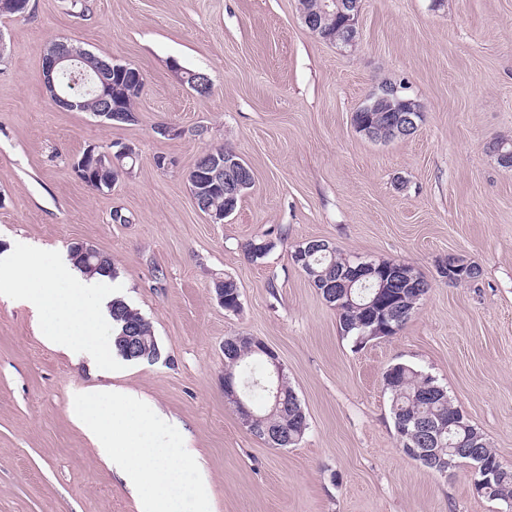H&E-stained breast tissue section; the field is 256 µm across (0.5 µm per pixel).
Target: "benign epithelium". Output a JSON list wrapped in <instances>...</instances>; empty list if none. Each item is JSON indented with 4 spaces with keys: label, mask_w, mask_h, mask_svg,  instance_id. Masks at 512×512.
Returning a JSON list of instances; mask_svg holds the SVG:
<instances>
[{
    "label": "benign epithelium",
    "mask_w": 512,
    "mask_h": 512,
    "mask_svg": "<svg viewBox=\"0 0 512 512\" xmlns=\"http://www.w3.org/2000/svg\"><path fill=\"white\" fill-rule=\"evenodd\" d=\"M30 0H0V11L18 16L28 14ZM299 14L306 25L314 33L325 36L331 28L341 26L340 40L333 46L340 51L354 49L359 40V15L361 0H317L315 3L298 4ZM90 52L74 45L68 40H59L52 44L43 58L42 76L48 101L60 108L71 111H83L85 102L78 95L65 93L59 85V76L68 69H74L86 62ZM93 90L100 100L99 111L95 116L100 122L110 127L128 122L133 114L125 111L119 101L122 95L139 94L144 90V81L137 68L130 64L106 62L99 60L93 68ZM359 111L367 113L365 120L354 124L355 130L369 138L384 132L388 137H408L413 135L420 124L421 110L416 101L402 97V91L395 85L379 86L359 107ZM136 159L135 147L129 143L116 141L112 148L100 151L89 147L73 162L76 176L91 190L102 192L113 185L118 178L131 173L127 168L128 161ZM191 196L196 206L203 209L214 224L224 223V219L236 210V202L242 198L253 185V176L245 166L241 157L231 151H209L206 160L194 165L186 172ZM214 192L224 194V208L213 210L207 205L208 196ZM327 241L312 243L299 249L292 260L298 269H309L308 258L319 250H327ZM378 267L372 261L357 257L347 264L345 285L350 288L354 284L377 275ZM239 342L253 345V349L264 354L269 374L277 380L284 379L283 366L278 355L262 340L254 336H240ZM224 396L237 405V412L242 424L250 431L261 420L258 412L250 408L241 399L238 385L233 379L224 380ZM469 447L457 448L454 454L466 458L472 469L475 482L488 483L495 477V471L487 466L484 455L474 439H468Z\"/></svg>",
    "instance_id": "1"
}]
</instances>
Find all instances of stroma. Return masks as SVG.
I'll use <instances>...</instances> for the list:
<instances>
[{
	"mask_svg": "<svg viewBox=\"0 0 512 512\" xmlns=\"http://www.w3.org/2000/svg\"><path fill=\"white\" fill-rule=\"evenodd\" d=\"M88 3L32 0L28 15L0 16V243L109 255L117 296L151 322L161 358L116 355L101 370L0 299V512H138L71 418L75 394L112 385L177 426L211 512H500L469 466L440 473L403 453L383 374L405 363L432 376L512 466V171L488 150L512 137V0H362L351 53L309 31L297 0ZM62 38L142 72L136 122L109 128L49 104L42 57ZM184 69L209 76V96ZM384 83L420 103L413 136L355 131L353 113ZM115 141L135 145L136 165L92 191L72 162ZM219 147L254 184L214 224L184 173ZM160 155L175 166L158 169ZM269 232L276 247L248 259L244 243ZM311 239L408 264L431 288L397 334L356 346L291 261ZM451 255L480 267L476 284L440 278ZM227 276L236 313L214 294ZM240 334L277 353L307 417L296 445L269 447L225 400L224 339Z\"/></svg>",
	"mask_w": 512,
	"mask_h": 512,
	"instance_id": "stroma-1",
	"label": "stroma"
}]
</instances>
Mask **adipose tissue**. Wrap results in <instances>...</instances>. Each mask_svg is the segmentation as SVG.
I'll use <instances>...</instances> for the list:
<instances>
[{"label":"adipose tissue","instance_id":"obj_1","mask_svg":"<svg viewBox=\"0 0 512 512\" xmlns=\"http://www.w3.org/2000/svg\"><path fill=\"white\" fill-rule=\"evenodd\" d=\"M63 279L58 260L35 261L33 252L15 244L0 250V297L27 305L50 346L64 352L78 349L93 359L109 358L96 338L112 325V279L95 275L70 288L63 287Z\"/></svg>","mask_w":512,"mask_h":512}]
</instances>
